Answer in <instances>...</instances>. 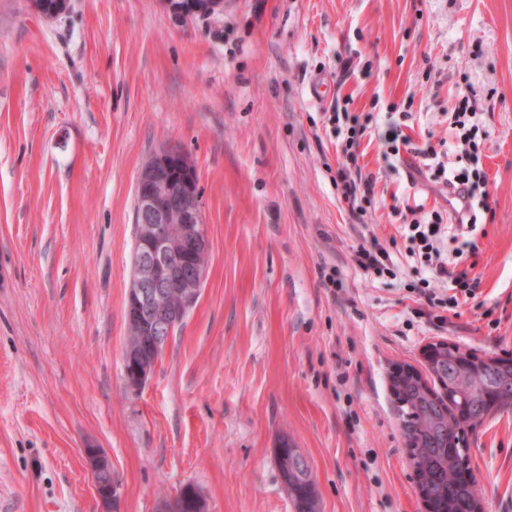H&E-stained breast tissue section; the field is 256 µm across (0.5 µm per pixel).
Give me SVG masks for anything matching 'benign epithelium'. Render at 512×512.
<instances>
[{
	"label": "benign epithelium",
	"instance_id": "7a95c632",
	"mask_svg": "<svg viewBox=\"0 0 512 512\" xmlns=\"http://www.w3.org/2000/svg\"><path fill=\"white\" fill-rule=\"evenodd\" d=\"M46 18L65 13L70 0H32ZM185 15H212L224 10V0H168ZM140 223L125 304L127 339L124 382L139 392L153 374L147 349L168 343L182 306L197 298L208 266L209 243L201 210L196 172L178 148L158 151L143 165L136 184ZM409 380L424 387L423 373L408 364L395 365L389 376L393 397ZM84 453L95 482L98 512H112L116 488L101 481L112 471L109 457L98 448Z\"/></svg>",
	"mask_w": 512,
	"mask_h": 512
}]
</instances>
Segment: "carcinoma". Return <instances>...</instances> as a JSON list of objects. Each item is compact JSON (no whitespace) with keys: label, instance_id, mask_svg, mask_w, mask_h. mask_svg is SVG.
Listing matches in <instances>:
<instances>
[{"label":"carcinoma","instance_id":"obj_1","mask_svg":"<svg viewBox=\"0 0 512 512\" xmlns=\"http://www.w3.org/2000/svg\"><path fill=\"white\" fill-rule=\"evenodd\" d=\"M433 391L406 385L398 412L411 448L408 457L434 512H475L479 490L460 477L469 461L468 434L487 416L512 399V365L500 357H482L457 345L437 355L428 366ZM295 512H317V494L308 462L288 448V460L279 465ZM200 492L189 486L166 501L169 512H201Z\"/></svg>","mask_w":512,"mask_h":512}]
</instances>
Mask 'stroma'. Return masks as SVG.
I'll list each match as a JSON object with an SVG mask.
<instances>
[{"instance_id": "35a3bbf8", "label": "stroma", "mask_w": 512, "mask_h": 512, "mask_svg": "<svg viewBox=\"0 0 512 512\" xmlns=\"http://www.w3.org/2000/svg\"><path fill=\"white\" fill-rule=\"evenodd\" d=\"M317 75L332 81L322 103L307 95ZM465 97L489 133L492 211L468 248L442 237L480 285L440 325L420 313L400 211L447 212V188L415 168L430 148L455 168ZM337 103L374 116L362 220L336 195ZM392 123L411 144L389 163ZM167 146L195 168L210 260L133 394L135 185ZM374 237L398 276L353 262ZM439 340L512 356V0H224L194 17L167 0H71L52 20L0 0V512H98L88 448L112 461V512H157L187 484L206 512H294L283 440L319 512H424L388 373ZM469 445L486 512H512V409ZM283 442L281 448H288ZM281 448H277L278 451ZM294 449V450H293ZM288 448V460L278 463L281 477L295 512H317V494L310 477L308 462L295 448Z\"/></svg>"}]
</instances>
